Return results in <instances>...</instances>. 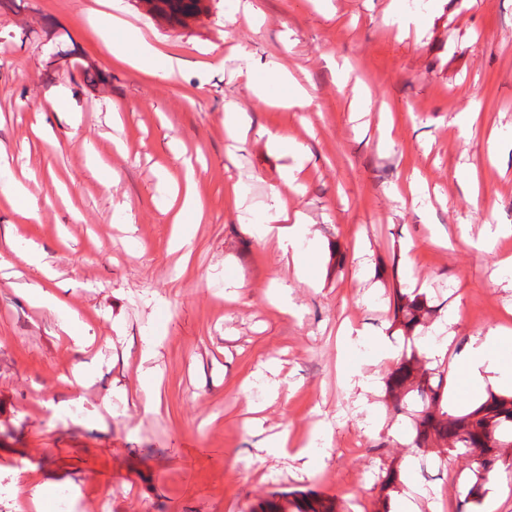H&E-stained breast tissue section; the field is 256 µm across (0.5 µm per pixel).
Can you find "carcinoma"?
<instances>
[{
  "label": "carcinoma",
  "instance_id": "obj_1",
  "mask_svg": "<svg viewBox=\"0 0 512 512\" xmlns=\"http://www.w3.org/2000/svg\"><path fill=\"white\" fill-rule=\"evenodd\" d=\"M162 8L178 20L195 14L198 0H159ZM432 313L427 298L418 290L396 292L393 318L400 323L411 341L410 352L386 381V395L396 416H407L413 422L414 444L418 448H442L473 457L475 483L467 496H476L475 489L487 480L499 461L496 449L512 438V393H488L470 411L456 412L445 399L447 376L413 344L415 329ZM296 512H319L324 505L317 498L302 497L288 501Z\"/></svg>",
  "mask_w": 512,
  "mask_h": 512
}]
</instances>
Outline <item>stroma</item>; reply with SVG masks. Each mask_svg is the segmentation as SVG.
Wrapping results in <instances>:
<instances>
[{"instance_id": "1", "label": "stroma", "mask_w": 512, "mask_h": 512, "mask_svg": "<svg viewBox=\"0 0 512 512\" xmlns=\"http://www.w3.org/2000/svg\"><path fill=\"white\" fill-rule=\"evenodd\" d=\"M251 2L253 21L234 0H200L175 23L151 0H112L187 60L171 84L106 51L88 21L98 0H0V147L37 200L26 218L0 194V512H25L19 494L43 487L45 512L63 494L73 512H261L288 493L376 512L392 475L415 486L419 512H456L472 484V458L390 440L394 364L374 342L403 347L394 294L415 288L433 308L426 335L445 331L454 348L512 329V0H422L404 33L390 0ZM342 60L368 111H351ZM265 62L307 87L311 106L256 98ZM230 101L249 116L242 143L224 132ZM272 133L306 150L300 191L282 178L293 160ZM188 162L203 219L187 225L185 257L169 248L164 207ZM415 175L428 193L416 206L397 197ZM276 190L316 242L303 277L250 230ZM489 225L507 233L486 252ZM32 244L51 276L27 264ZM27 283L77 314L87 346L30 304ZM281 285L299 316L275 306ZM153 338L160 387L148 414L136 391ZM270 362L286 380L272 403ZM350 369L374 377L366 398L381 415L358 412ZM321 426L332 440L311 449L307 471L262 457L264 435Z\"/></svg>"}]
</instances>
